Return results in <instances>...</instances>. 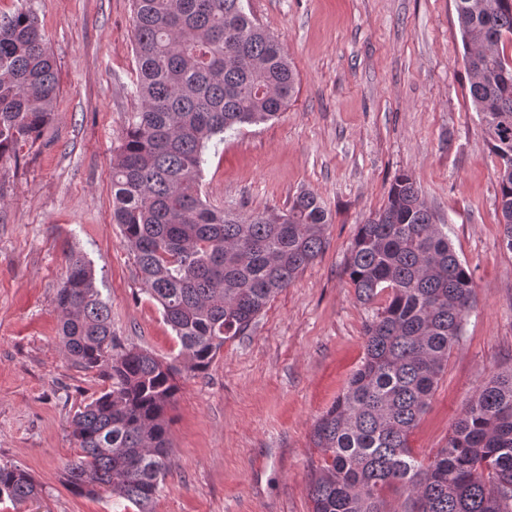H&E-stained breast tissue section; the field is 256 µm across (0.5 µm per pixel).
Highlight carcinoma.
I'll use <instances>...</instances> for the list:
<instances>
[{"label": "carcinoma", "mask_w": 512, "mask_h": 512, "mask_svg": "<svg viewBox=\"0 0 512 512\" xmlns=\"http://www.w3.org/2000/svg\"><path fill=\"white\" fill-rule=\"evenodd\" d=\"M455 2L469 93L498 160V223L512 249V0ZM133 26L141 109L112 167V218L188 369L201 373L319 257L328 213L308 190L282 213L245 218L202 197L209 145L278 117L296 91L282 44L243 0H133ZM58 89L35 17L23 9L0 17V161L39 138ZM445 228L409 174L358 227L348 278L360 302L387 298L365 325L361 365L312 427L322 455L308 489L312 512H389L385 494L394 490L404 496L398 512H512V370L479 387L428 460L409 443L475 303ZM95 280L86 255L70 251L55 298L62 344L109 385L71 421L82 455L65 467L66 484L154 512L174 466L166 409L177 367L120 348ZM40 493L25 470L0 465V500L17 506Z\"/></svg>", "instance_id": "carcinoma-1"}]
</instances>
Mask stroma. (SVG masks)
<instances>
[{
	"instance_id": "obj_1",
	"label": "stroma",
	"mask_w": 512,
	"mask_h": 512,
	"mask_svg": "<svg viewBox=\"0 0 512 512\" xmlns=\"http://www.w3.org/2000/svg\"><path fill=\"white\" fill-rule=\"evenodd\" d=\"M297 77L285 112L227 133L206 153L202 192L243 217L313 191L330 223L322 254L211 366L191 372L112 221V164L140 108L131 0H0L29 10L58 68L54 119L0 161V465L42 495L0 512H126L71 493L70 422L104 388L73 364L54 300L66 249L91 260L123 347L176 361L168 410L175 467L155 512H311L321 461L313 422L364 354L377 304L357 302L345 266L357 227L395 176L412 174L446 224L475 290L464 336L409 438L419 458L445 445L471 396L512 369V250L498 222L497 160L468 89L455 0H244Z\"/></svg>"
}]
</instances>
